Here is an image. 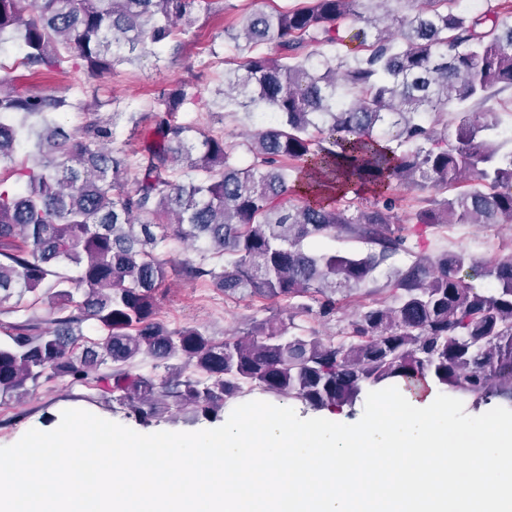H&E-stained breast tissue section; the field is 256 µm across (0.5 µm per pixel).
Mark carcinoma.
<instances>
[{
    "mask_svg": "<svg viewBox=\"0 0 512 512\" xmlns=\"http://www.w3.org/2000/svg\"><path fill=\"white\" fill-rule=\"evenodd\" d=\"M220 2L0 0V46L18 44L29 70L70 63L98 75L178 48ZM391 2L245 13L227 33L240 62L217 94L228 111L267 120L239 142L179 120L209 109L186 84L153 97L152 126L134 146L116 145L114 127L124 117L139 129L142 112H88L70 130L57 115L81 100L0 93V313L29 311L0 323L1 399L66 376L144 426L174 410L214 420L255 393L351 416L369 390L427 379L476 409L512 402L511 254L478 263L442 250L369 287L383 263L413 252L384 197L394 185L444 194L414 214L427 228L512 223V150L492 138L501 118L487 106L512 89V22L454 12L448 0H408L405 14ZM344 21L365 51L353 65L315 49L344 41ZM450 112L452 130L437 120ZM240 149L251 164L239 165ZM364 192L373 201L336 206ZM336 236L361 248H315ZM173 243L197 252L176 272L226 297L284 301L323 322L336 318L338 294L371 299L337 339L272 322L222 341L198 326L170 329L158 291ZM43 291L47 319L35 310ZM141 356L165 374L137 371Z\"/></svg>",
    "mask_w": 512,
    "mask_h": 512,
    "instance_id": "1",
    "label": "carcinoma"
}]
</instances>
